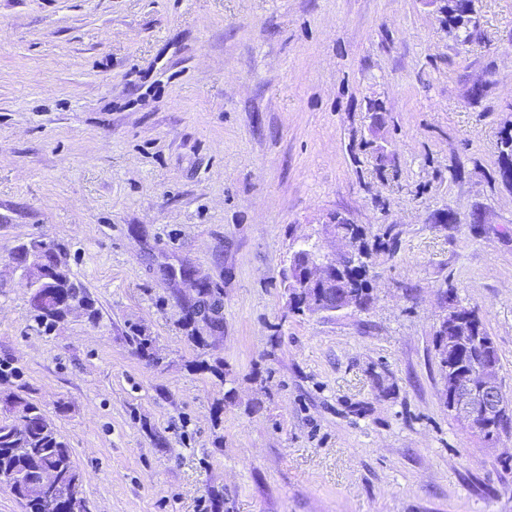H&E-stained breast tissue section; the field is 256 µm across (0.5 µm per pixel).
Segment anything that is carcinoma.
I'll list each match as a JSON object with an SVG mask.
<instances>
[{
    "label": "carcinoma",
    "instance_id": "1",
    "mask_svg": "<svg viewBox=\"0 0 512 512\" xmlns=\"http://www.w3.org/2000/svg\"><path fill=\"white\" fill-rule=\"evenodd\" d=\"M500 169L512 168V133L501 138L499 151ZM351 237L357 241L360 261L358 269L345 275L342 285L332 288L323 296L324 306L335 308L343 298L355 301L357 309L363 310L370 301V283L373 277L372 252L365 245L364 233L356 224L349 225ZM45 298L33 305L36 319L47 329L64 320L60 306L72 302L81 303L90 309L89 316L96 317V310L88 302V293L82 283L72 280L65 270H60L54 282L44 287ZM203 307V320L211 327L223 325L221 303L212 289H204L199 300ZM472 339L458 344L443 354L439 350L442 374L446 367H467L479 360L485 342H493L481 318L469 321ZM133 351L147 364H159L155 339L138 329L128 336ZM10 417L0 419V478L6 488L19 500L25 512H86L83 497V476L72 460L68 443L60 434L55 421L27 396V386L17 385V391L5 399ZM46 471L55 475L56 484L44 489L41 478Z\"/></svg>",
    "mask_w": 512,
    "mask_h": 512
}]
</instances>
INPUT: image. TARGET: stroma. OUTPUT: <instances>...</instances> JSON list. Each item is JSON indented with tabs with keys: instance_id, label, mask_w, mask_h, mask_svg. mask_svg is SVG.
Here are the masks:
<instances>
[{
	"instance_id": "stroma-1",
	"label": "stroma",
	"mask_w": 512,
	"mask_h": 512,
	"mask_svg": "<svg viewBox=\"0 0 512 512\" xmlns=\"http://www.w3.org/2000/svg\"><path fill=\"white\" fill-rule=\"evenodd\" d=\"M468 16L463 40L437 0H0V361L88 512H512V433L454 418L434 348L450 290L512 397V0ZM335 214L373 303L292 313L291 253L335 251ZM32 241L97 318L37 323ZM198 281L219 329L186 324ZM203 298L199 299V305L203 307V320L211 327L220 328L223 325V317H221V303L215 296L211 288H203ZM133 351L147 364L157 366L160 358L157 356L155 339L133 328L127 336Z\"/></svg>"
}]
</instances>
